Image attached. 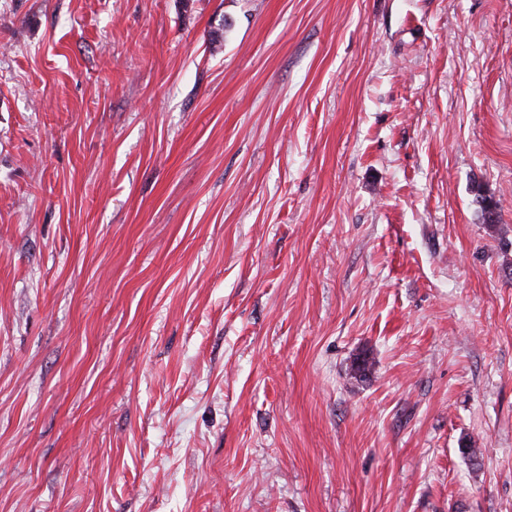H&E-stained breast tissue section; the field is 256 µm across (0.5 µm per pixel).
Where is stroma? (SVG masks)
<instances>
[{
	"label": "stroma",
	"mask_w": 512,
	"mask_h": 512,
	"mask_svg": "<svg viewBox=\"0 0 512 512\" xmlns=\"http://www.w3.org/2000/svg\"><path fill=\"white\" fill-rule=\"evenodd\" d=\"M0 512H512V0H0Z\"/></svg>",
	"instance_id": "stroma-1"
}]
</instances>
